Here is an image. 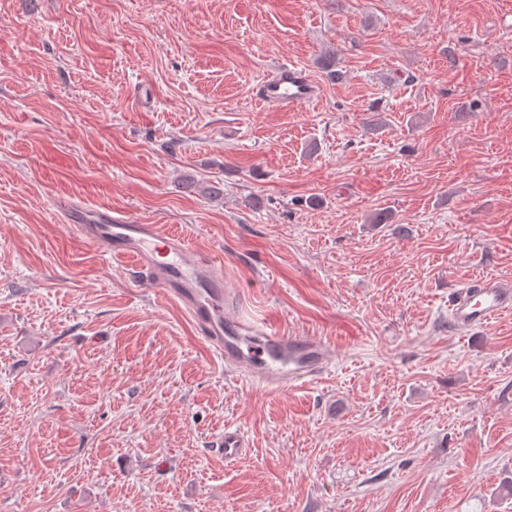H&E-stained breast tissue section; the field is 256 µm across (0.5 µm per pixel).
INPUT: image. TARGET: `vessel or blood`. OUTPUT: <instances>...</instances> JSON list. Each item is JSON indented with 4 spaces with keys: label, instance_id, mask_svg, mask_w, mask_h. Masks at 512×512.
I'll list each match as a JSON object with an SVG mask.
<instances>
[{
    "label": "vessel or blood",
    "instance_id": "obj_1",
    "mask_svg": "<svg viewBox=\"0 0 512 512\" xmlns=\"http://www.w3.org/2000/svg\"><path fill=\"white\" fill-rule=\"evenodd\" d=\"M315 86L302 68L281 66L264 79L258 100L294 110L313 101ZM64 219L85 242L115 257L135 259L145 283L177 302L230 368L247 373L271 391H285L321 378L334 354L318 336H291L273 322L254 324L232 314L235 294L228 288L223 266L211 255L189 246L184 237L161 231L155 224H136L108 208L81 204L66 208ZM451 325L473 331L512 310V281L474 276L461 281L448 301ZM226 462L246 455L249 444L241 429H225L221 443Z\"/></svg>",
    "mask_w": 512,
    "mask_h": 512
}]
</instances>
